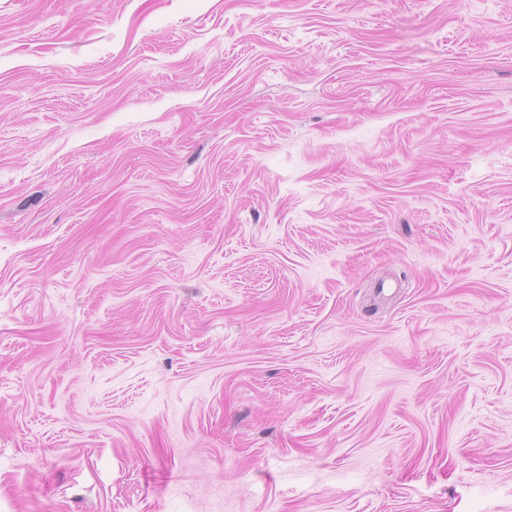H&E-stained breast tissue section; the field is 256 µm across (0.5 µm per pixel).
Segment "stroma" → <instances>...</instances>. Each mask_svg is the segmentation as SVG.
I'll return each mask as SVG.
<instances>
[{"label": "stroma", "mask_w": 512, "mask_h": 512, "mask_svg": "<svg viewBox=\"0 0 512 512\" xmlns=\"http://www.w3.org/2000/svg\"><path fill=\"white\" fill-rule=\"evenodd\" d=\"M0 512H512V0H0Z\"/></svg>", "instance_id": "obj_1"}]
</instances>
